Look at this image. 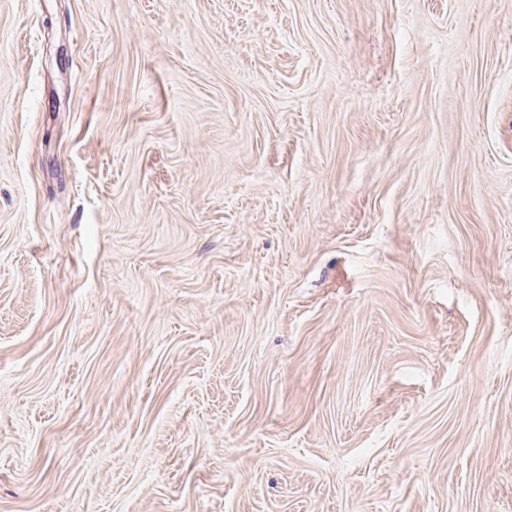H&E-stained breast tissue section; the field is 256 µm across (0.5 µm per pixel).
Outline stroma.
Instances as JSON below:
<instances>
[{"instance_id":"35a3bbf8","label":"stroma","mask_w":512,"mask_h":512,"mask_svg":"<svg viewBox=\"0 0 512 512\" xmlns=\"http://www.w3.org/2000/svg\"><path fill=\"white\" fill-rule=\"evenodd\" d=\"M0 512H512V0H0Z\"/></svg>"}]
</instances>
